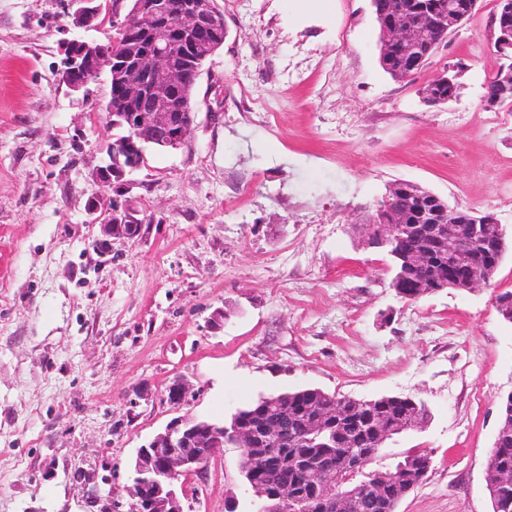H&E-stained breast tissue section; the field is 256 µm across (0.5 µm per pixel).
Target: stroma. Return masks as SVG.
<instances>
[{
	"mask_svg": "<svg viewBox=\"0 0 512 512\" xmlns=\"http://www.w3.org/2000/svg\"><path fill=\"white\" fill-rule=\"evenodd\" d=\"M68 3L0 0V512H84L85 471L126 501L137 448L178 414L227 420L308 387L426 402L428 425L378 461L433 460L398 512H492L512 250L491 287L405 301L356 225L407 180L512 235V109L483 102L502 64L485 37L496 0L403 82L379 65L369 0H217L226 35L196 79L192 132L129 175L148 221L106 253L87 202L109 86L59 79ZM460 61L458 99L421 104ZM177 377L191 386L178 409L162 396ZM241 457L226 446L184 512H224L231 495L249 512Z\"/></svg>",
	"mask_w": 512,
	"mask_h": 512,
	"instance_id": "stroma-1",
	"label": "stroma"
}]
</instances>
